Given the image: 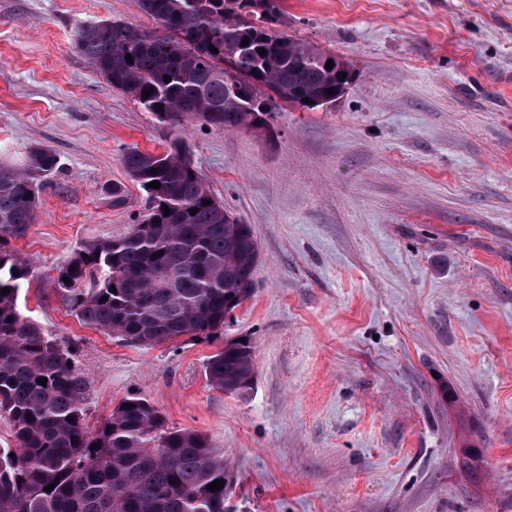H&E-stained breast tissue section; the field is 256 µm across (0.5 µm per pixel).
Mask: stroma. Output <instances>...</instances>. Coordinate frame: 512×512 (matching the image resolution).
Returning <instances> with one entry per match:
<instances>
[{
	"label": "stroma",
	"instance_id": "35a3bbf8",
	"mask_svg": "<svg viewBox=\"0 0 512 512\" xmlns=\"http://www.w3.org/2000/svg\"><path fill=\"white\" fill-rule=\"evenodd\" d=\"M283 8L353 79L261 133L174 126L93 69L77 29L158 31L139 0H0V161L44 147L60 165L10 243L19 306L85 369L89 422L135 394L206 435L236 478L229 512H512V0ZM176 142L251 226L255 292L216 339L139 346L82 324L54 277L144 219L122 153ZM237 337L256 354L244 399L204 372Z\"/></svg>",
	"mask_w": 512,
	"mask_h": 512
}]
</instances>
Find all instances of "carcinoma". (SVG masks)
I'll return each instance as SVG.
<instances>
[{
	"label": "carcinoma",
	"instance_id": "1",
	"mask_svg": "<svg viewBox=\"0 0 512 512\" xmlns=\"http://www.w3.org/2000/svg\"><path fill=\"white\" fill-rule=\"evenodd\" d=\"M261 2L265 10L245 18L235 0H140L162 33L100 20L78 28L75 44L113 87L172 124L192 118L265 131L277 99L302 107L305 98L336 102L341 94L324 90L338 88V74L350 67L282 30V0ZM329 60L340 67L326 69ZM121 163L142 187L160 182L147 192V219L122 237L84 244L58 269L54 288L82 323L130 343L216 336L253 295L260 249L251 226L226 218L178 146L161 153L131 147ZM57 170L56 155L44 148L29 152L22 172L0 165V419L15 439V447L0 448V512H225L234 476L206 436L166 428L135 394L101 422L86 423L84 371L19 308L29 270L10 240L35 223L39 186ZM205 376L219 391L248 397L252 343L224 340ZM215 480L223 487L211 491Z\"/></svg>",
	"mask_w": 512,
	"mask_h": 512
}]
</instances>
